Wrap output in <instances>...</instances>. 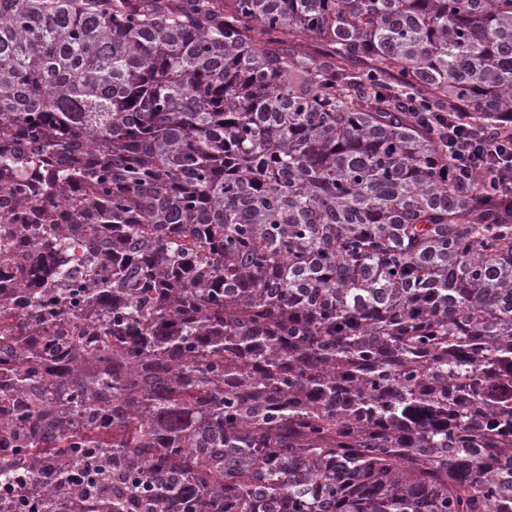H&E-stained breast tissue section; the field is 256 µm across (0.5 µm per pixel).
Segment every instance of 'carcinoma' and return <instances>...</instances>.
Returning <instances> with one entry per match:
<instances>
[{"label":"carcinoma","mask_w":512,"mask_h":512,"mask_svg":"<svg viewBox=\"0 0 512 512\" xmlns=\"http://www.w3.org/2000/svg\"><path fill=\"white\" fill-rule=\"evenodd\" d=\"M457 103L512 129V0H0V512H512Z\"/></svg>","instance_id":"1"}]
</instances>
